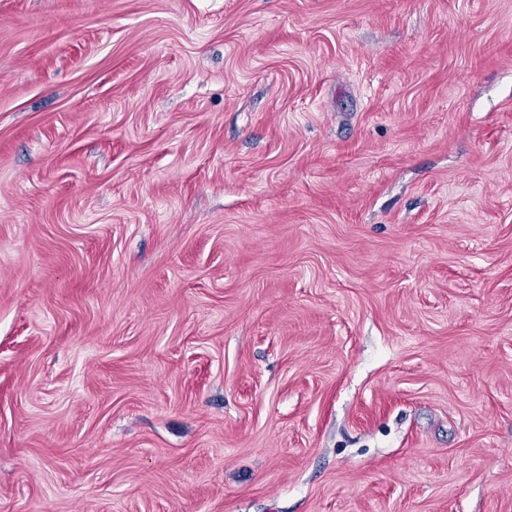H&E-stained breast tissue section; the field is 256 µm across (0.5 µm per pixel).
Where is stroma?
<instances>
[{"instance_id":"stroma-1","label":"stroma","mask_w":512,"mask_h":512,"mask_svg":"<svg viewBox=\"0 0 512 512\" xmlns=\"http://www.w3.org/2000/svg\"><path fill=\"white\" fill-rule=\"evenodd\" d=\"M0 512H512V0H0Z\"/></svg>"}]
</instances>
